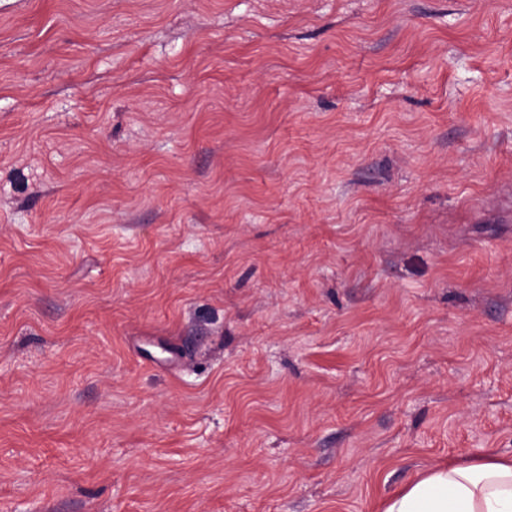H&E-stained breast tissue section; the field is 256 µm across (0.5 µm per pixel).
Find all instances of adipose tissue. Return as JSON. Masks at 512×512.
<instances>
[{"label":"adipose tissue","mask_w":512,"mask_h":512,"mask_svg":"<svg viewBox=\"0 0 512 512\" xmlns=\"http://www.w3.org/2000/svg\"><path fill=\"white\" fill-rule=\"evenodd\" d=\"M383 512H512V459L437 467L390 498Z\"/></svg>","instance_id":"obj_1"}]
</instances>
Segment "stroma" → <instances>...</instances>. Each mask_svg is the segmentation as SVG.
<instances>
[{
	"label": "stroma",
	"instance_id": "obj_1",
	"mask_svg": "<svg viewBox=\"0 0 512 512\" xmlns=\"http://www.w3.org/2000/svg\"><path fill=\"white\" fill-rule=\"evenodd\" d=\"M512 457V0H0V512H380Z\"/></svg>",
	"mask_w": 512,
	"mask_h": 512
}]
</instances>
